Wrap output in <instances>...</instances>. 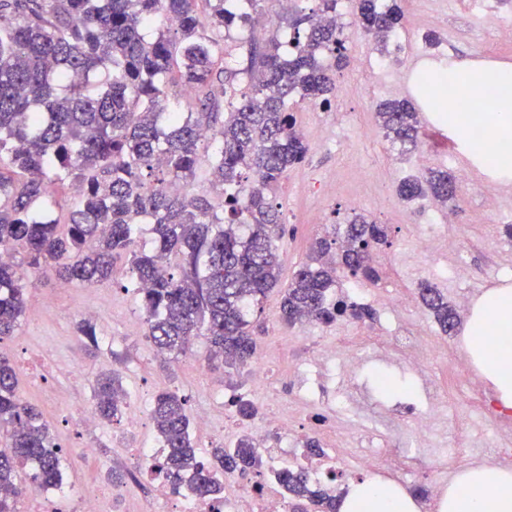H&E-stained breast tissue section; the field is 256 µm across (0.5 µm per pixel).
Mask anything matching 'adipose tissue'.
I'll use <instances>...</instances> for the list:
<instances>
[{"mask_svg":"<svg viewBox=\"0 0 512 512\" xmlns=\"http://www.w3.org/2000/svg\"><path fill=\"white\" fill-rule=\"evenodd\" d=\"M413 93L439 103L443 121L467 155L482 167L512 177V64L461 66L448 60L416 71ZM463 351L489 382L499 406L512 409V288L486 289L474 302ZM440 512H512V471L460 467L440 497ZM338 512H419L413 494L376 477L349 482Z\"/></svg>","mask_w":512,"mask_h":512,"instance_id":"adipose-tissue-1","label":"adipose tissue"}]
</instances>
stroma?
<instances>
[{
	"label": "stroma",
	"mask_w": 512,
	"mask_h": 512,
	"mask_svg": "<svg viewBox=\"0 0 512 512\" xmlns=\"http://www.w3.org/2000/svg\"><path fill=\"white\" fill-rule=\"evenodd\" d=\"M489 3L488 12L476 17L469 12V0H401L404 21L393 64L379 66L380 49L359 30H352L347 54L360 58L362 64L337 72L336 97L330 107L294 104L297 125L309 152L276 189L286 226L279 242L282 281H289L296 266L305 262L313 239L324 235L330 225L346 223L352 212L349 203L355 198L359 212L388 229V243L379 250L380 286L390 285L414 294L420 283L427 281L454 303L462 296L471 299L485 289L512 285V205L498 210L485 205L486 196L502 192V183L478 168L462 151L451 152L433 144L428 132L433 123L428 105L418 106L426 127L420 143L406 151L392 147L375 115L382 101L412 99L411 77L423 62L450 58L462 64L480 60L512 63V43H503L498 36V22L512 20V7L499 0ZM428 32L437 34V46L426 45L423 36ZM374 64L379 71L369 84L361 69ZM422 155L427 158V167L445 168L455 175L463 170L468 173V182L457 185L456 220L446 227L448 234L459 240L472 270L468 279L441 277V267L449 263L447 256L425 251L423 245L430 221L427 201L407 203L398 195L401 181L417 175L416 161ZM25 294L26 312L14 336L0 342V351L11 358L22 394L41 412L62 448L64 481L57 491L59 512H70L78 490L92 474L80 456L81 448L87 446L97 448L99 457L109 463L108 468L94 473L112 487L102 504L104 512H132L154 494L152 481H129L133 449L157 439L151 419H144L136 429L122 421L100 422L93 427L80 423L81 416L93 410V385L105 369L120 373L127 392V411L149 406L160 389L178 391L187 400L188 415L207 411L217 426H229L223 443L230 446L245 424L238 417H226L220 395L251 396L261 412L285 404L297 395L300 370L311 362L317 349L339 345L336 365L322 379L326 399L315 403V413L328 414L327 400L341 401L340 416L371 415L389 445L410 448L415 443L413 427L393 423V416L404 406L423 405L431 397L446 412L447 426L423 449V464L410 465L399 476L392 475L384 465L373 470L381 478H396L415 493L423 512H428L433 499L431 485H448L457 469L469 463L498 467L500 458L512 453V448L485 424L484 412L495 400L492 387L481 385L479 393L474 394L457 384V367L466 359L461 335H442L418 301L399 312L375 305L374 320L363 324L344 321L330 326H288L279 319L278 292L268 293L253 314L254 323L261 327L256 359L265 364L270 379L268 392L260 395L255 393L247 369L230 375L210 368L205 375L196 374L191 361L206 358L204 340H196L189 353L159 359L146 337L148 329L140 302L118 288L115 281L64 286L49 271L30 275ZM88 307L98 310L93 319L98 347L92 354L82 349L76 331L77 313ZM398 325L415 327L432 351L433 358L425 371L413 370L398 355L368 347L369 337ZM351 359L359 363L353 374L345 370ZM33 373L44 374L50 386L64 389V399L48 400L45 389L30 382ZM380 375L401 382L402 390L384 393L376 381ZM475 436L482 441L477 455L450 456V449L466 447ZM116 472L122 474V482H113Z\"/></svg>",
	"instance_id": "obj_1"
}]
</instances>
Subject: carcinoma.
Here are the masks:
<instances>
[{"label":"carcinoma","mask_w":512,"mask_h":512,"mask_svg":"<svg viewBox=\"0 0 512 512\" xmlns=\"http://www.w3.org/2000/svg\"><path fill=\"white\" fill-rule=\"evenodd\" d=\"M236 0H0V341L26 309L24 280L54 265L58 279L92 286L127 263L120 288L135 294L147 315V338L160 353L184 352L197 336L209 343V362L236 371L256 353L253 308L276 287L282 267L277 241L285 232L275 190L309 147L297 128L292 101L321 106L336 96V70L347 64L344 30L327 21L338 0L294 11L286 49L277 37L252 39L238 67L224 63V34L248 14ZM359 27L382 48L398 33L396 0H349ZM161 28L151 40L141 30ZM229 86L236 102L219 118L214 89ZM192 92L189 112L168 113L169 89ZM376 118L394 144L414 145L415 107L386 101ZM205 181L219 204L181 189ZM448 201V172L407 179L402 199ZM151 225L152 246L135 247L139 225ZM388 231L363 214L334 224L311 245L308 259L284 288L279 318L330 324L339 317L372 319V308L331 292L341 278L377 281L374 252ZM420 299L443 334L458 314L435 286ZM94 406L106 423L122 419L117 372L101 375ZM230 406L246 421L257 414L245 395ZM151 417L165 457L159 472L177 493L188 488L224 497V472L262 465L250 434L234 446L197 451L185 398L163 390ZM0 487L17 484L30 465L34 486L62 483L61 448L41 412L19 391L17 372L0 354ZM292 512H337L341 495L310 481L303 467L273 471Z\"/></svg>","instance_id":"obj_1"}]
</instances>
